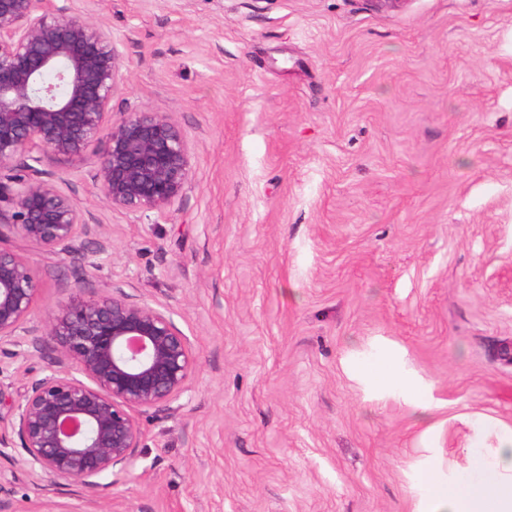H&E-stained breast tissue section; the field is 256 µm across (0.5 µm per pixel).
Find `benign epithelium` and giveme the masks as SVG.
Segmentation results:
<instances>
[{"mask_svg": "<svg viewBox=\"0 0 512 512\" xmlns=\"http://www.w3.org/2000/svg\"><path fill=\"white\" fill-rule=\"evenodd\" d=\"M59 0H0V238L86 261L106 252L86 212L62 191L44 158L90 161L113 208L164 213L184 192L190 154L181 129L158 112L112 120L123 61L98 18ZM101 150L93 156L94 143ZM40 291L29 261L0 248V353L27 333ZM42 332L62 359L13 402L0 458L56 484L89 490L135 463L137 410H170L189 390L199 356L170 315L121 293L59 303ZM19 447L22 454L9 450Z\"/></svg>", "mask_w": 512, "mask_h": 512, "instance_id": "obj_1", "label": "benign epithelium"}]
</instances>
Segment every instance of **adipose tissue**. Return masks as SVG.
I'll use <instances>...</instances> for the list:
<instances>
[{"label": "adipose tissue", "mask_w": 512, "mask_h": 512, "mask_svg": "<svg viewBox=\"0 0 512 512\" xmlns=\"http://www.w3.org/2000/svg\"><path fill=\"white\" fill-rule=\"evenodd\" d=\"M427 486L422 512H512V434L494 455L471 450L463 472Z\"/></svg>", "instance_id": "1"}]
</instances>
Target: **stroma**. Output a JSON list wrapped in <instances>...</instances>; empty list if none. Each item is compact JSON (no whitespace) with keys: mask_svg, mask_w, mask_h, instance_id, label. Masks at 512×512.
I'll return each instance as SVG.
<instances>
[{"mask_svg":"<svg viewBox=\"0 0 512 512\" xmlns=\"http://www.w3.org/2000/svg\"><path fill=\"white\" fill-rule=\"evenodd\" d=\"M124 61L113 119L169 116L191 174L164 214L44 167L108 243L14 236L43 315L84 286L167 311L199 355L100 491L0 461L8 512H417L422 475L512 431V0H71ZM59 350L0 355L18 398ZM388 358L400 383L365 369Z\"/></svg>","mask_w":512,"mask_h":512,"instance_id":"obj_1","label":"stroma"}]
</instances>
